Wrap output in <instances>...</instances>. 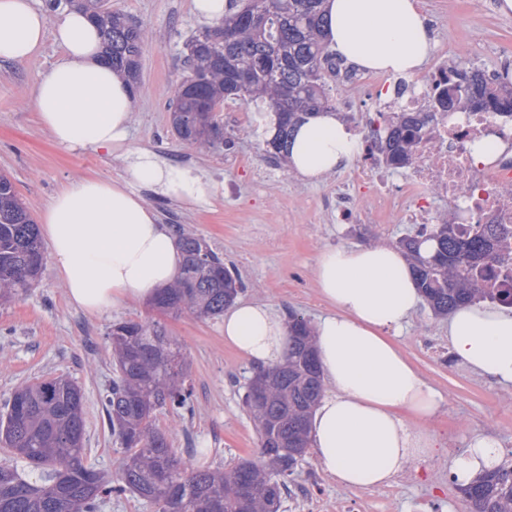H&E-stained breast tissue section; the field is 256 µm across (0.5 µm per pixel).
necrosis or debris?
Returning <instances> with one entry per match:
<instances>
[{
    "instance_id": "1",
    "label": "necrosis or debris",
    "mask_w": 512,
    "mask_h": 512,
    "mask_svg": "<svg viewBox=\"0 0 512 512\" xmlns=\"http://www.w3.org/2000/svg\"><path fill=\"white\" fill-rule=\"evenodd\" d=\"M448 66L435 52L431 80L399 97L394 104L369 101L366 110L350 113L349 127L359 151L324 208L340 224L380 228L388 215L403 224H433V199L447 202L448 223L468 232L494 224L500 230L496 250V285L512 288V119L491 112L436 111L421 128L415 144L416 166L401 182L390 181L382 147L395 112H420L446 80ZM493 138L508 147L494 163L476 159V141Z\"/></svg>"
}]
</instances>
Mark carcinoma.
I'll use <instances>...</instances> for the list:
<instances>
[{
	"label": "carcinoma",
	"mask_w": 512,
	"mask_h": 512,
	"mask_svg": "<svg viewBox=\"0 0 512 512\" xmlns=\"http://www.w3.org/2000/svg\"><path fill=\"white\" fill-rule=\"evenodd\" d=\"M265 0H229L224 28L236 42L224 47L223 28H208L187 41L185 63L190 75L176 89L171 126L187 143L213 149L224 144V125L216 108L234 92L237 74L249 75L247 102L256 112L277 113L279 125L266 141L267 152L285 160L300 115L331 106L325 92V69H336L323 40L326 24L322 0H273L276 18L257 28L247 14ZM84 8L98 22L112 67L135 77L147 43L146 30L126 16L103 8L101 0H65ZM457 97L448 101L441 89L434 110L472 109L512 116L509 75L450 69ZM284 105L292 109L282 112ZM427 118L425 112L400 116L385 140L387 161L397 167L412 162L413 145ZM497 229L487 224L469 235L455 224H438L430 233L399 240L413 258V274L425 301L437 316L479 300L512 307V290L488 288L495 278L490 264ZM435 242L423 257L420 246ZM184 265L176 281L160 290L153 306L163 312H190L215 318L224 314L239 291L224 285L239 277L214 251L202 255L201 238L179 237ZM45 255L37 224L21 202L12 181L0 175V301L39 279ZM109 336L115 348L116 377L105 398L112 436L125 458L115 478L84 462L83 394L69 380L51 379L17 389L0 421V444L14 460L0 463V512H98L105 496L133 493L157 512H277L285 489L310 448L308 417L321 395L319 368H311L312 334L308 322L288 315L286 361L256 375L267 381L268 401L250 406L258 431V465L241 459L223 471L190 470L168 435L156 423L167 407H190L187 363L181 344L165 335L157 322H119ZM38 472L31 479L25 469ZM469 512H512V461L500 460L490 470L460 485Z\"/></svg>",
	"instance_id": "obj_1"
}]
</instances>
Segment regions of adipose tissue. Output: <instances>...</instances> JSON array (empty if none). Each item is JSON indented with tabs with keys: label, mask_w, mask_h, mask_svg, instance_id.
I'll return each mask as SVG.
<instances>
[{
	"label": "adipose tissue",
	"mask_w": 512,
	"mask_h": 512,
	"mask_svg": "<svg viewBox=\"0 0 512 512\" xmlns=\"http://www.w3.org/2000/svg\"><path fill=\"white\" fill-rule=\"evenodd\" d=\"M324 10L328 47L358 70L408 80L433 51L417 0H325ZM49 39L61 53L32 91L41 126L66 151L103 149L124 164L120 179L73 181L40 215L70 303L101 313L153 297L175 281L182 266L171 229L140 187L199 205L209 202L213 185L155 153L130 148V87L105 61L99 30L87 13L54 12L39 0H0V60L24 62ZM358 150L346 123L323 109L296 127L288 167L299 177L317 179L343 167ZM315 275L329 307L314 326L326 388L310 420L318 462L346 487L387 484L433 447L423 425L441 402L395 341L421 301L417 283L406 255L385 245L327 248ZM221 321L225 343L253 365L266 368L283 360L288 328L273 307L240 301ZM448 338L456 359L512 384V307L460 306L448 317ZM496 454L494 438L473 439L458 465V481L483 473Z\"/></svg>",
	"instance_id": "obj_1"
}]
</instances>
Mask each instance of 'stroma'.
<instances>
[{"label": "stroma", "instance_id": "stroma-1", "mask_svg": "<svg viewBox=\"0 0 512 512\" xmlns=\"http://www.w3.org/2000/svg\"><path fill=\"white\" fill-rule=\"evenodd\" d=\"M108 8L149 27L152 42L142 50L134 85V125L130 146L157 153L173 165L199 168L215 183L205 206H186L151 189L141 194L174 230L196 234L237 271L242 299L295 312L309 321L327 306L315 281L321 252L344 245L397 246L415 233L412 224L390 220L381 232L362 224H339L320 200L336 185V174L306 182L271 161L263 137L249 119L250 105L226 100L222 112H240L228 127L224 148L189 145L177 138L170 113L178 83L186 72L187 39L202 27L192 0H106ZM422 14L442 47L449 66L485 74L512 71V16L500 15L495 0H420ZM60 53L53 40L25 62H0V174L11 179L32 217H39L52 196L80 177L120 178L123 164L102 151L67 152L56 147L37 121L30 90ZM159 322L183 346L189 362L192 411L163 410L158 425L167 431L186 466L230 468L256 454L258 437L242 403L253 365L224 343L217 318L161 314L134 300L102 314L73 308L52 264H45L31 288L0 305V408L26 383L63 377L83 393L84 460L116 474L124 453L112 438L103 397L115 377L114 323ZM397 344L422 378L441 398L427 424L436 446L411 460L384 486L347 488L307 453L286 479L281 512H468L454 466L478 435L494 436L501 455L512 454V385L504 386L451 359L448 323L428 305H419Z\"/></svg>", "mask_w": 512, "mask_h": 512}]
</instances>
